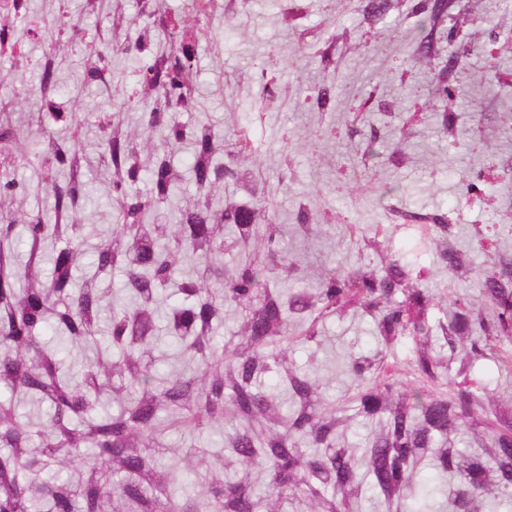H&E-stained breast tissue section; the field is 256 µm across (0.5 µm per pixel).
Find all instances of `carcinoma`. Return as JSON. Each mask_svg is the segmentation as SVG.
Wrapping results in <instances>:
<instances>
[{"instance_id":"carcinoma-1","label":"carcinoma","mask_w":512,"mask_h":512,"mask_svg":"<svg viewBox=\"0 0 512 512\" xmlns=\"http://www.w3.org/2000/svg\"><path fill=\"white\" fill-rule=\"evenodd\" d=\"M414 55L433 71L436 107L450 123L456 112L448 88V62L436 40L465 23L456 0H414ZM200 20L173 17L138 54L141 92L152 99L142 113L164 147L190 146L185 172L167 151L143 156L120 122L103 118L101 148L112 164V198L119 222L78 284L84 225L67 213L79 205L78 175L70 150L43 127L52 119L77 131L75 112H39L35 129L21 133L11 113H0V195L25 190L15 177L22 162L42 171L53 205L32 217L0 210V512H279L283 502L306 512H359L367 496L383 512H427L434 492L419 480L431 460L448 487L449 512H483L482 493L512 500V413L490 408L472 375L475 363L499 351L508 365L512 348V287L491 273L479 276L490 314L473 317L459 306L435 334L426 317L432 292L410 281L403 266L331 272L319 287H288L297 270L279 246L280 225L269 222L252 186L246 131L229 149L205 123L187 124L170 102L192 99L185 77L197 58ZM167 65H156L157 58ZM149 195L133 190L143 177ZM197 197L179 209L177 223L151 218L173 200L186 179ZM229 178L241 191L226 199L213 188ZM54 252L50 272L46 258ZM233 264L224 268V255ZM204 267L184 274L186 259ZM125 274L127 300L115 305L97 279ZM178 297L170 307L162 301ZM355 304L372 318L378 356L352 361L351 372L371 386L354 396L372 429L361 448L337 441L336 403H322L319 384L288 358V341H311L316 323ZM240 309V326L219 342L224 308ZM51 329L55 340H45ZM409 336L413 366L424 384L394 396L398 368L389 349ZM455 395L430 386L448 380L461 340ZM171 344L184 366L159 373L153 349ZM93 347L80 376L61 356L63 347ZM276 372L288 407L262 389ZM114 401L117 409L105 404ZM46 406L36 419L21 406ZM229 425L222 440L215 429ZM472 429V451L454 446L450 431ZM186 438L183 458L198 456L205 471L167 464V436Z\"/></svg>"}]
</instances>
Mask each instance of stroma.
<instances>
[{
  "mask_svg": "<svg viewBox=\"0 0 512 512\" xmlns=\"http://www.w3.org/2000/svg\"><path fill=\"white\" fill-rule=\"evenodd\" d=\"M457 4L468 25L454 37L437 36L456 60L448 84L459 91L458 106L448 126L435 107L429 65L410 64L399 53L414 40L411 0L374 25L364 19L363 0H224L200 42L189 76L194 97L179 118L206 122L228 140L238 126L250 127L255 183L281 226L282 249L301 267L300 287H316L332 269L395 260L412 281L431 288L430 325L447 323L456 298L489 310L476 275L512 260V0ZM26 10L45 22L37 39L25 27L16 30L36 65L0 57V76L15 101L13 119L25 130L33 88L48 85L60 98L82 102L70 148L90 258L118 216L108 191L112 172L99 149V118L116 114L128 131L140 133L146 110L136 94L143 61L113 45L112 36L136 38L146 20L139 0H109L103 15L90 12L86 0H27ZM63 12L85 29L83 38L56 32ZM301 39L316 44L317 53H292ZM324 49L325 63L318 56ZM102 52L107 80H88ZM267 73L280 88L273 99L264 93ZM329 82L336 85L333 110L300 105ZM476 175L481 191L467 194ZM388 186L394 194L378 203ZM302 206L309 213L305 227L297 222ZM445 247L461 253L464 270L441 262ZM377 349L372 319L350 307L320 323L315 340L289 350L341 407L340 441L347 447L362 446L371 429L350 401L358 380L349 365ZM476 369L484 396L512 410V368L486 359Z\"/></svg>",
  "mask_w": 512,
  "mask_h": 512,
  "instance_id": "35a3bbf8",
  "label": "stroma"
}]
</instances>
